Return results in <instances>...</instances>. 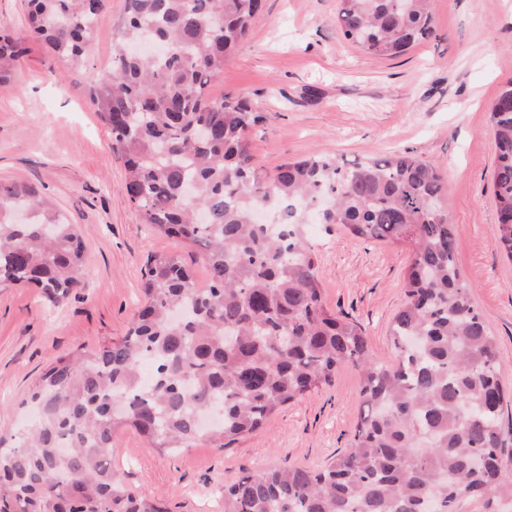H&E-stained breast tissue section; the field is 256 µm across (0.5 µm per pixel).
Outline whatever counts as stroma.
<instances>
[{"mask_svg": "<svg viewBox=\"0 0 512 512\" xmlns=\"http://www.w3.org/2000/svg\"><path fill=\"white\" fill-rule=\"evenodd\" d=\"M126 0H105L84 63L58 65L37 42L0 86V184L27 182L77 224L89 275L70 298L50 305L39 289L0 288V429L18 426L17 404L59 356L124 336L143 302L149 260L179 256L198 283L200 254L143 224L129 204L122 162L88 97L112 65ZM337 0H263L248 38L210 85L240 94L268 123L249 137L256 164L274 171L311 153L346 160L391 151L436 164L449 179L447 210L457 259L499 347L500 380L512 387V261L496 252L489 105L512 82V0H431L433 35L399 57L363 55L336 27ZM324 301L362 327L373 356L392 362L389 324L405 303L407 248L354 239L315 224ZM356 370L273 415L265 429L220 450L207 441L178 454L119 432L112 466L139 495L168 512H224V486L243 471L316 467L343 452L358 421Z\"/></svg>", "mask_w": 512, "mask_h": 512, "instance_id": "stroma-1", "label": "stroma"}]
</instances>
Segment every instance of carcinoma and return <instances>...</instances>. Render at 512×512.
<instances>
[{
    "label": "carcinoma",
    "instance_id": "carcinoma-1",
    "mask_svg": "<svg viewBox=\"0 0 512 512\" xmlns=\"http://www.w3.org/2000/svg\"><path fill=\"white\" fill-rule=\"evenodd\" d=\"M25 33L63 65L86 55L104 0H27ZM262 0H127L112 69L89 91L144 223L197 248L198 288L180 258L150 259L144 303L125 336L54 360L23 403L39 416L0 434V512H167L112 468L122 428L160 452L254 433L284 405L359 374L350 447L320 468L269 467L224 486V512H487L512 499V423L498 346L456 261L447 176L404 153L345 164L313 153L268 173L251 130L269 115L209 95ZM336 27L366 55L398 57L434 33L429 0H338ZM24 41L0 34V84L16 79ZM497 154L496 250L512 261V83L491 104ZM191 187L192 197L184 196ZM280 210V231L255 221ZM360 240L410 253L406 301L389 336L395 361L370 354L360 326L330 310L307 214ZM0 288L34 284L56 305L86 275L75 225L38 187H0ZM155 385H138L139 363Z\"/></svg>",
    "mask_w": 512,
    "mask_h": 512
}]
</instances>
